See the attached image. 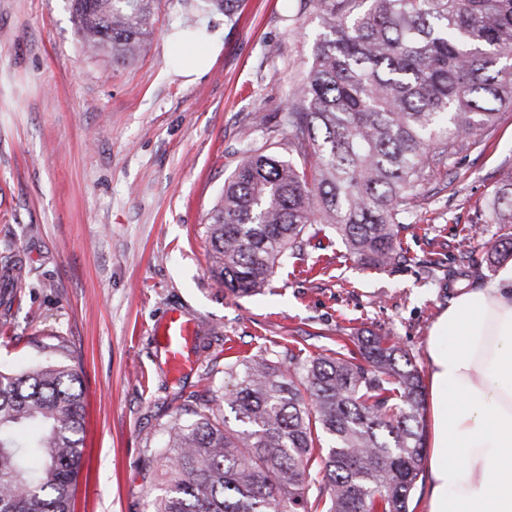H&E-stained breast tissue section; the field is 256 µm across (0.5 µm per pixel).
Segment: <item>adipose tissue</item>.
I'll return each instance as SVG.
<instances>
[{"mask_svg": "<svg viewBox=\"0 0 512 512\" xmlns=\"http://www.w3.org/2000/svg\"><path fill=\"white\" fill-rule=\"evenodd\" d=\"M186 81L211 67L218 35L181 40ZM425 404L426 512H512V265L461 290L433 323Z\"/></svg>", "mask_w": 512, "mask_h": 512, "instance_id": "1", "label": "adipose tissue"}]
</instances>
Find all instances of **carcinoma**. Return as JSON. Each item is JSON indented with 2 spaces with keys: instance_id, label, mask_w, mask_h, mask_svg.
I'll return each mask as SVG.
<instances>
[{
  "instance_id": "1",
  "label": "carcinoma",
  "mask_w": 512,
  "mask_h": 512,
  "mask_svg": "<svg viewBox=\"0 0 512 512\" xmlns=\"http://www.w3.org/2000/svg\"><path fill=\"white\" fill-rule=\"evenodd\" d=\"M232 17L238 0H200ZM316 0L323 32L291 93L284 153L247 146L209 212L211 272L256 295L323 225L361 265L404 261L401 233L429 160L512 106V0ZM158 0H71L92 56L120 65L150 34ZM490 207L512 224V173ZM305 358L224 364L240 426L184 404L167 427L154 512H410L425 409L417 365L387 337ZM79 373L0 370V512H70L82 461ZM321 475L311 493L312 473Z\"/></svg>"
}]
</instances>
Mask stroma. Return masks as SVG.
I'll return each mask as SVG.
<instances>
[{
  "mask_svg": "<svg viewBox=\"0 0 512 512\" xmlns=\"http://www.w3.org/2000/svg\"><path fill=\"white\" fill-rule=\"evenodd\" d=\"M186 9L161 0L141 55L116 68L75 34L70 0H0V367L42 360L81 372L84 459L74 512H152L159 451L180 400L224 401L229 357L289 340L310 354L356 336H385L427 371L426 338L469 261L481 288L502 235L488 202L512 169V109L456 141L424 169L406 259L384 270L310 239L292 274L265 293L233 294L210 271L208 212L246 143L278 152L290 93L321 31L315 5L239 0L212 67L191 83L173 72L172 35ZM173 312L194 323V364L171 374L156 329Z\"/></svg>",
  "mask_w": 512,
  "mask_h": 512,
  "instance_id": "1",
  "label": "stroma"
}]
</instances>
